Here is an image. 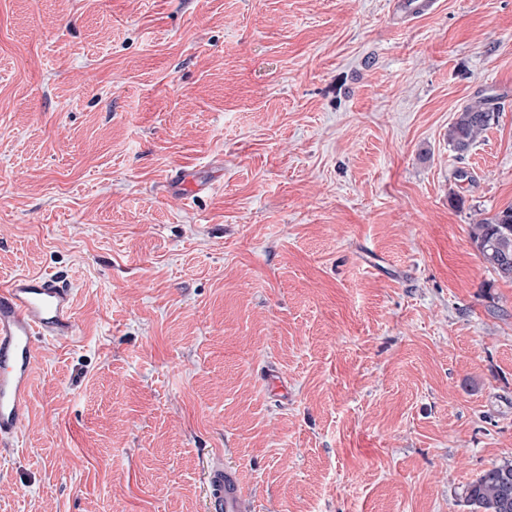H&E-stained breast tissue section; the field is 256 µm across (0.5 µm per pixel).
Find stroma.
<instances>
[{
	"label": "stroma",
	"mask_w": 512,
	"mask_h": 512,
	"mask_svg": "<svg viewBox=\"0 0 512 512\" xmlns=\"http://www.w3.org/2000/svg\"><path fill=\"white\" fill-rule=\"evenodd\" d=\"M511 204L512 0H0V279L62 274L78 325L0 512H204L213 460L251 512H470L512 282L469 232ZM497 98L479 97L465 105L448 129V144L459 154L467 153L499 115Z\"/></svg>",
	"instance_id": "1"
}]
</instances>
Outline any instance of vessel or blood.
Returning <instances> with one entry per match:
<instances>
[{
	"mask_svg": "<svg viewBox=\"0 0 512 512\" xmlns=\"http://www.w3.org/2000/svg\"><path fill=\"white\" fill-rule=\"evenodd\" d=\"M73 289L51 274H21L0 283V449L15 448L36 377V337L75 335ZM207 512H249L237 470L210 465Z\"/></svg>",
	"mask_w": 512,
	"mask_h": 512,
	"instance_id": "vessel-or-blood-1",
	"label": "vessel or blood"
}]
</instances>
